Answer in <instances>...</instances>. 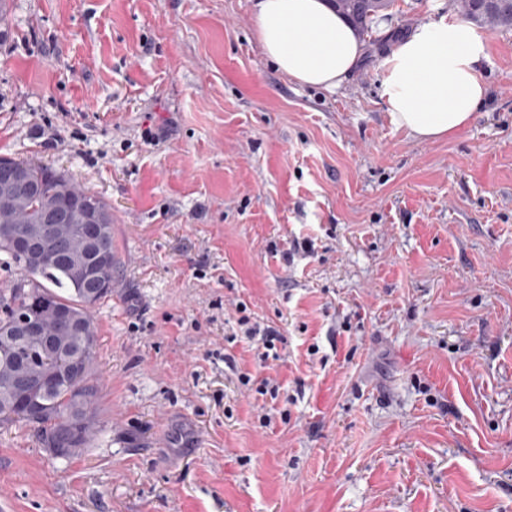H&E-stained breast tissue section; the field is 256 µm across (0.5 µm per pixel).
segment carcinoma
I'll use <instances>...</instances> for the list:
<instances>
[{
	"mask_svg": "<svg viewBox=\"0 0 512 512\" xmlns=\"http://www.w3.org/2000/svg\"><path fill=\"white\" fill-rule=\"evenodd\" d=\"M388 6V0H344L347 19L361 33L372 31L378 13ZM453 6L466 19L490 30L512 27V0H453ZM29 176L38 192L18 200L0 198V212L15 214L14 227L20 233H30L41 223L46 209L66 202L76 185L65 175L25 162ZM81 225L64 224L55 245L61 251L53 267L30 268L16 254L5 253V262L24 273L19 283L0 291V310L14 324L19 310L34 299L47 308H63L93 323L90 308L112 295L117 287V259L112 248V231L99 237L98 250L104 259L99 266V278L85 281L79 269L84 244ZM46 328L56 336L53 347L45 345L42 336H13L10 348L0 346V427L22 424L33 430L42 444L74 426L80 434L79 454L99 432V385L92 377L97 345L96 329H75L60 326L55 318L45 316ZM69 374L46 392L44 411L33 416L27 408L24 393L35 379L46 380L59 374Z\"/></svg>",
	"mask_w": 512,
	"mask_h": 512,
	"instance_id": "cac0c4a2",
	"label": "carcinoma"
}]
</instances>
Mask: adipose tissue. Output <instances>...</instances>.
Segmentation results:
<instances>
[{
	"label": "adipose tissue",
	"instance_id": "adipose-tissue-1",
	"mask_svg": "<svg viewBox=\"0 0 512 512\" xmlns=\"http://www.w3.org/2000/svg\"><path fill=\"white\" fill-rule=\"evenodd\" d=\"M255 30L264 55L288 78L332 90L363 53L355 29L328 0H258ZM483 36L440 20L401 40L383 62L382 97L394 124L416 138L459 131L483 103Z\"/></svg>",
	"mask_w": 512,
	"mask_h": 512
}]
</instances>
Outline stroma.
<instances>
[{
    "mask_svg": "<svg viewBox=\"0 0 512 512\" xmlns=\"http://www.w3.org/2000/svg\"><path fill=\"white\" fill-rule=\"evenodd\" d=\"M8 4L0 156L111 206L119 286L101 433L65 461L0 431V512H512V29L425 141L382 63L449 0H391L333 91L267 61L255 0ZM235 300L280 360L232 339Z\"/></svg>",
    "mask_w": 512,
    "mask_h": 512,
    "instance_id": "obj_1",
    "label": "stroma"
}]
</instances>
